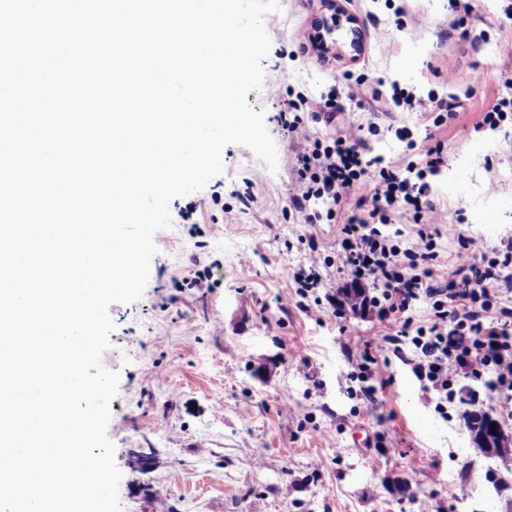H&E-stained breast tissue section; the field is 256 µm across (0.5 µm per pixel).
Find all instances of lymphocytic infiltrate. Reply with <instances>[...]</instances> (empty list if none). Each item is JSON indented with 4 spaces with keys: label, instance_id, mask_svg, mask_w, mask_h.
<instances>
[{
    "label": "lymphocytic infiltrate",
    "instance_id": "f902f5d3",
    "mask_svg": "<svg viewBox=\"0 0 512 512\" xmlns=\"http://www.w3.org/2000/svg\"><path fill=\"white\" fill-rule=\"evenodd\" d=\"M363 126L331 140L295 141L297 180L290 198L307 224L334 223L332 239L311 241L309 255L290 277L297 294L344 324L349 316H374L373 331L350 340L346 378L373 399L391 386L385 354L410 366L435 413L466 421L478 393L463 396L461 381H485L497 393L499 415L512 427V241L493 251L475 247L458 225L442 223L428 200L426 175L437 173L442 146L422 152L401 170L366 158ZM355 211L345 203L361 187ZM408 215L410 239L384 231L394 212ZM460 243L457 266L439 279L438 242Z\"/></svg>",
    "mask_w": 512,
    "mask_h": 512
}]
</instances>
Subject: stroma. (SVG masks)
<instances>
[{
	"label": "stroma",
	"mask_w": 512,
	"mask_h": 512,
	"mask_svg": "<svg viewBox=\"0 0 512 512\" xmlns=\"http://www.w3.org/2000/svg\"><path fill=\"white\" fill-rule=\"evenodd\" d=\"M338 4L356 23L337 27L325 55L313 45L323 0H278L265 15L271 45L247 100L264 113L276 168L226 146L222 173L170 202L142 296L108 309L116 329L100 363L120 376L106 433L123 512H422L428 500L438 512H512V456L480 451L467 424L440 419L399 360L375 404L350 396L346 343L371 320L340 334L288 276L305 256L298 239L336 233L288 212L293 143L358 124L370 129L366 156L398 168L417 145L442 142L428 195L443 223L487 251L512 239V123L481 125L512 71V0ZM470 71L478 84L448 80ZM396 86L455 106L434 126L393 102ZM302 95L330 103L298 113ZM192 269L210 273L209 287L183 285Z\"/></svg>",
	"instance_id": "1"
}]
</instances>
